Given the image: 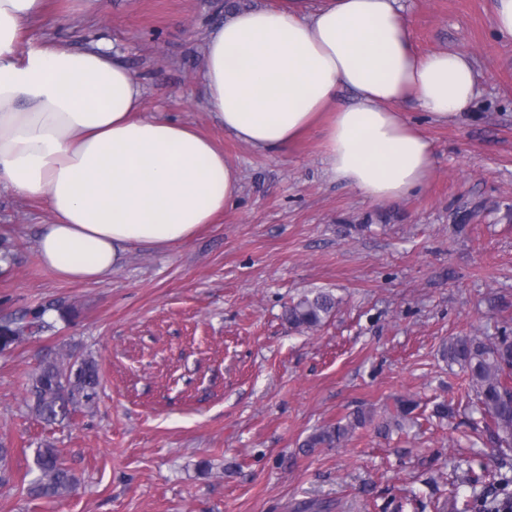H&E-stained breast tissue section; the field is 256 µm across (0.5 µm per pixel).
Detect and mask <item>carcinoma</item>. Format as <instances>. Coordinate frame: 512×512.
Wrapping results in <instances>:
<instances>
[{"instance_id": "carcinoma-1", "label": "carcinoma", "mask_w": 512, "mask_h": 512, "mask_svg": "<svg viewBox=\"0 0 512 512\" xmlns=\"http://www.w3.org/2000/svg\"><path fill=\"white\" fill-rule=\"evenodd\" d=\"M336 307L332 294L318 291L302 296L288 306V323L301 331H315L331 316ZM51 311L64 319L70 308L62 305L38 306L19 316L0 320V351L17 346L52 331L56 320L45 318ZM449 367H458L468 378L473 392L474 412L486 421L491 441L499 448L512 447V336H454L443 349ZM100 377L97 365L90 359L69 363L54 358L45 362L32 375L28 384V407L47 423L68 421L74 412V401L80 396L94 399ZM369 416L356 411L321 427L305 442V447L333 448L347 440L355 429L365 425ZM38 475L27 484V494L35 499L53 502L72 487L74 475L56 448H38L34 455ZM470 512H512V476L498 472L490 489L465 505Z\"/></svg>"}]
</instances>
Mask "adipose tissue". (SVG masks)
<instances>
[{
  "label": "adipose tissue",
  "mask_w": 512,
  "mask_h": 512,
  "mask_svg": "<svg viewBox=\"0 0 512 512\" xmlns=\"http://www.w3.org/2000/svg\"><path fill=\"white\" fill-rule=\"evenodd\" d=\"M45 3L0 0V185L51 211L41 262L91 283L119 272L133 249H170L213 223L240 176L208 136L142 116L144 86L106 41L19 52ZM215 10L225 19L205 37L203 68L214 121L268 152L320 127L326 176L374 202L403 198L431 174L432 144L402 105L445 122L478 95L467 52L416 50L403 0Z\"/></svg>",
  "instance_id": "adipose-tissue-1"
}]
</instances>
